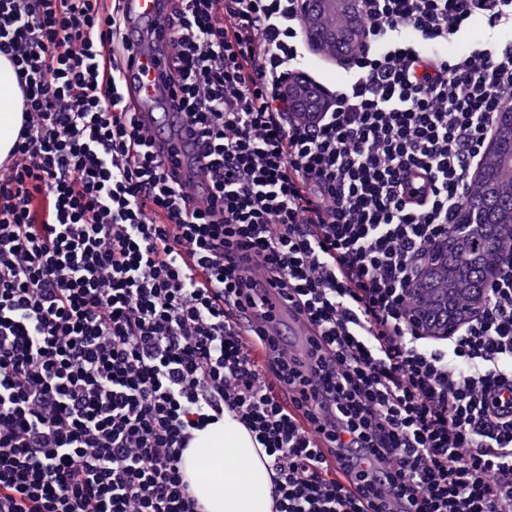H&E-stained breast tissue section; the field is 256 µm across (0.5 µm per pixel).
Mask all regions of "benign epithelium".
<instances>
[{
	"label": "benign epithelium",
	"mask_w": 512,
	"mask_h": 512,
	"mask_svg": "<svg viewBox=\"0 0 512 512\" xmlns=\"http://www.w3.org/2000/svg\"><path fill=\"white\" fill-rule=\"evenodd\" d=\"M335 1L343 4L344 21L341 32H329L320 25V18L328 4ZM359 0H301L300 14L308 26L309 38L313 48L331 49V54L337 61L343 62L349 56V49L357 42L365 41V34L357 24ZM285 93L294 104L295 110L307 115L319 112L328 103L327 94L310 83L302 75H295L288 79ZM512 155V107H505L499 112L498 134L487 146L484 154L485 165L479 174L483 175L488 169L494 167L498 155L502 152ZM503 189L497 181L487 183L485 195L478 199H470L461 208L457 225L450 240V245L438 250L434 263L425 271V276L441 269H451L448 257L456 246L466 244L476 238H483L492 242L493 224L512 218V190L509 198H502ZM494 271L490 264L478 261L470 268L467 279L472 285L471 296L473 303L469 307L448 305L445 316L438 322H430L422 316H415L416 324L427 335L447 336L475 316L481 299L486 295L493 283Z\"/></svg>",
	"instance_id": "obj_1"
}]
</instances>
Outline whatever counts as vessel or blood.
Here are the masks:
<instances>
[{
  "mask_svg": "<svg viewBox=\"0 0 512 512\" xmlns=\"http://www.w3.org/2000/svg\"><path fill=\"white\" fill-rule=\"evenodd\" d=\"M123 7L131 21L134 54L133 67L125 77V94L137 102V119L152 131L156 149L170 156L172 170L180 180L193 184L194 201L202 203L207 195L203 173L206 160L183 114L168 104L169 91L159 79L156 69L157 62L162 60L166 51V40L159 31V23L164 15L162 2L125 0ZM267 296L280 315L290 316L297 333L309 331V323L296 316L293 308L276 290H268Z\"/></svg>",
  "mask_w": 512,
  "mask_h": 512,
  "instance_id": "1",
  "label": "vessel or blood"
}]
</instances>
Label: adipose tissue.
I'll use <instances>...</instances> for the list:
<instances>
[{
    "instance_id": "obj_1",
    "label": "adipose tissue",
    "mask_w": 512,
    "mask_h": 512,
    "mask_svg": "<svg viewBox=\"0 0 512 512\" xmlns=\"http://www.w3.org/2000/svg\"><path fill=\"white\" fill-rule=\"evenodd\" d=\"M22 92L11 62L0 56V162L22 122ZM184 470L205 512H272L266 456L232 418L198 432Z\"/></svg>"
}]
</instances>
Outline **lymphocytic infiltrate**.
<instances>
[{"label": "lymphocytic infiltrate", "mask_w": 512, "mask_h": 512, "mask_svg": "<svg viewBox=\"0 0 512 512\" xmlns=\"http://www.w3.org/2000/svg\"><path fill=\"white\" fill-rule=\"evenodd\" d=\"M298 4L166 0L196 207L124 96L119 0H0L23 99L0 165V512H203L183 454L227 414L272 512H512V230L475 318L443 342L414 323L512 106V40L447 46L477 18L511 29L512 0H361L367 39L312 119L284 92ZM255 267L315 329L299 356L258 328L263 372L227 320H272Z\"/></svg>", "instance_id": "obj_1"}]
</instances>
